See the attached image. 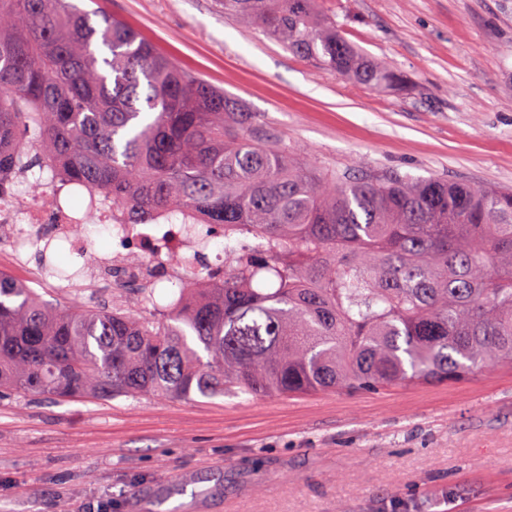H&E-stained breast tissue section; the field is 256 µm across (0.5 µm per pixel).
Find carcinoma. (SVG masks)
<instances>
[{
    "instance_id": "obj_1",
    "label": "carcinoma",
    "mask_w": 512,
    "mask_h": 512,
    "mask_svg": "<svg viewBox=\"0 0 512 512\" xmlns=\"http://www.w3.org/2000/svg\"><path fill=\"white\" fill-rule=\"evenodd\" d=\"M355 82L393 72L319 0H219ZM101 17L98 22L95 17ZM52 157L131 223L224 230V268L153 314L46 302L0 270V389L55 398L265 397L457 382L512 369V191L322 174L240 103L123 22L71 0H0V193Z\"/></svg>"
}]
</instances>
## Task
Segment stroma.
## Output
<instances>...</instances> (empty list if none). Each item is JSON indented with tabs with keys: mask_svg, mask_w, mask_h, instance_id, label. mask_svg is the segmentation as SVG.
Segmentation results:
<instances>
[{
	"mask_svg": "<svg viewBox=\"0 0 512 512\" xmlns=\"http://www.w3.org/2000/svg\"><path fill=\"white\" fill-rule=\"evenodd\" d=\"M325 172L512 189V0H321L403 81L293 56L214 0H97ZM512 512V370L264 398L0 392V512Z\"/></svg>",
	"mask_w": 512,
	"mask_h": 512,
	"instance_id": "stroma-1",
	"label": "stroma"
}]
</instances>
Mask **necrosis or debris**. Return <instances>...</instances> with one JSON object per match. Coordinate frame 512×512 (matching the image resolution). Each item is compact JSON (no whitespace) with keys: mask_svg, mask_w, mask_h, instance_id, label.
<instances>
[{"mask_svg":"<svg viewBox=\"0 0 512 512\" xmlns=\"http://www.w3.org/2000/svg\"><path fill=\"white\" fill-rule=\"evenodd\" d=\"M43 170L47 181L21 174L14 179L15 191L0 196V240L10 246L18 268H27L30 250L56 240L67 243L86 277L101 288L175 282L186 277L180 257L194 254L206 259L212 228L191 213H181L177 224H131L126 211L113 207L110 197L85 193L80 183L60 175L55 161H46ZM44 183L51 188L50 196L40 192ZM75 194L83 196L82 207L66 205V197ZM90 224L104 226L112 245L110 254L99 255L91 249L83 232Z\"/></svg>","mask_w":512,"mask_h":512,"instance_id":"necrosis-or-debris-1","label":"necrosis or debris"}]
</instances>
